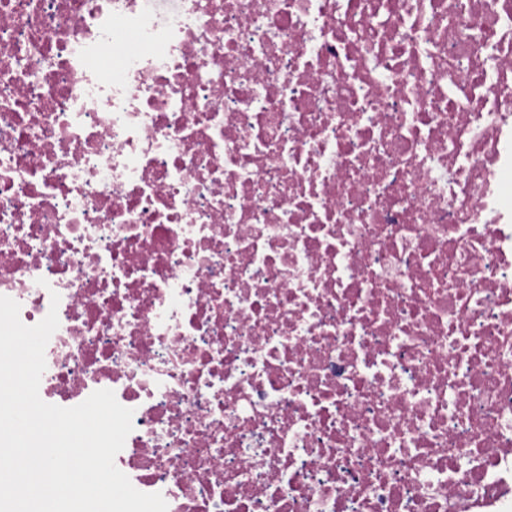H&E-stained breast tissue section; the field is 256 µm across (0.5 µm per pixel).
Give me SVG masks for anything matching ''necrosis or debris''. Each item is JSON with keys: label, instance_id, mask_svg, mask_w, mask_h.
<instances>
[{"label": "necrosis or debris", "instance_id": "1", "mask_svg": "<svg viewBox=\"0 0 512 512\" xmlns=\"http://www.w3.org/2000/svg\"><path fill=\"white\" fill-rule=\"evenodd\" d=\"M0 296L168 512H512V0H0Z\"/></svg>", "mask_w": 512, "mask_h": 512}]
</instances>
